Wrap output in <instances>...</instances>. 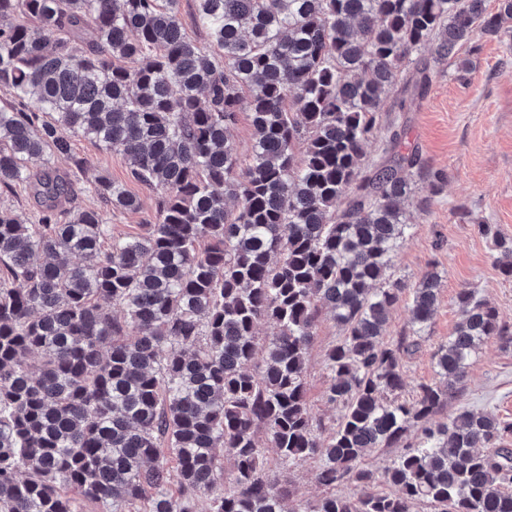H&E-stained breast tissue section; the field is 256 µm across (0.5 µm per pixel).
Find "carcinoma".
Masks as SVG:
<instances>
[{"label": "carcinoma", "mask_w": 512, "mask_h": 512, "mask_svg": "<svg viewBox=\"0 0 512 512\" xmlns=\"http://www.w3.org/2000/svg\"><path fill=\"white\" fill-rule=\"evenodd\" d=\"M195 2L211 50L184 32L180 0H0V86L15 99L0 107V195L27 183L38 206L25 222L0 204V512H79V498L112 512L200 499L207 512H512V424L442 416L478 346L512 331L461 289V321L435 352L445 382L400 399L441 283L434 268L393 278L403 203L412 176H443L396 130L361 164L412 57L500 34L512 0L494 13L485 0ZM243 110L245 157L228 138ZM79 136L157 190L143 234L111 235L108 213L139 200L105 176L104 207H66L73 184L51 164L84 170ZM407 292L412 331L386 341ZM325 309L342 329L327 354L328 401L343 409L331 427L305 381ZM265 322L276 332L262 338ZM393 447L385 471L364 463ZM269 448L320 458L330 493L285 507Z\"/></svg>", "instance_id": "1"}]
</instances>
